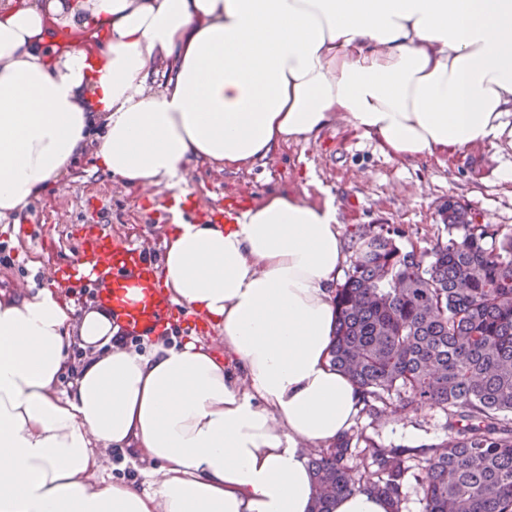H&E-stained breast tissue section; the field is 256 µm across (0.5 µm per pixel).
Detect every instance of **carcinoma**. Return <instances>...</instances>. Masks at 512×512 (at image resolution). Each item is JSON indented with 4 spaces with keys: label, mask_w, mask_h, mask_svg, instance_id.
I'll list each match as a JSON object with an SVG mask.
<instances>
[{
    "label": "carcinoma",
    "mask_w": 512,
    "mask_h": 512,
    "mask_svg": "<svg viewBox=\"0 0 512 512\" xmlns=\"http://www.w3.org/2000/svg\"><path fill=\"white\" fill-rule=\"evenodd\" d=\"M442 216L460 235L424 250L350 230L330 362L372 417L414 406L448 415L444 437L426 449L425 512H512V232L473 223L452 200ZM408 458L363 432L315 450L312 512H334L357 489L401 512Z\"/></svg>",
    "instance_id": "cac0c4a2"
}]
</instances>
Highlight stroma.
<instances>
[{"instance_id":"1","label":"stroma","mask_w":512,"mask_h":512,"mask_svg":"<svg viewBox=\"0 0 512 512\" xmlns=\"http://www.w3.org/2000/svg\"><path fill=\"white\" fill-rule=\"evenodd\" d=\"M50 29L47 48L54 57L95 47L106 37L92 18L82 28L54 22ZM507 164H512V150L488 145L457 152L442 164L431 158L392 159L376 141L340 121L317 143L280 149L266 162L237 171L194 162L185 177L192 195L219 194L228 206H247L274 193L314 204L328 192L342 228L384 226L397 230L398 245L429 249L448 237L442 212L452 199L471 209L478 223L512 230V184L498 178ZM165 191L162 185L144 190L112 177L99 166L94 148H87L27 208L0 222V244L7 245L12 258L11 265L0 264V289L19 283L56 288L77 308L97 307L95 284L84 279L78 287H65L62 269L80 258V244L102 218L110 221L117 239L145 246L152 257L162 255L171 226L148 223L147 215ZM446 422L442 409L426 406L387 419L363 414L355 429L382 446L413 449L409 463L418 473L424 467L421 448L441 440Z\"/></svg>"}]
</instances>
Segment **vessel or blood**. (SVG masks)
I'll use <instances>...</instances> for the list:
<instances>
[{"label":"vessel or blood","instance_id":"vessel-or-blood-1","mask_svg":"<svg viewBox=\"0 0 512 512\" xmlns=\"http://www.w3.org/2000/svg\"><path fill=\"white\" fill-rule=\"evenodd\" d=\"M85 260L100 284L99 302L127 330L151 336L174 324L176 307L161 288L158 268L143 247L114 240L102 229L94 234Z\"/></svg>","mask_w":512,"mask_h":512}]
</instances>
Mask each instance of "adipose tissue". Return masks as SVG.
Here are the masks:
<instances>
[{
  "instance_id": "1",
  "label": "adipose tissue",
  "mask_w": 512,
  "mask_h": 512,
  "mask_svg": "<svg viewBox=\"0 0 512 512\" xmlns=\"http://www.w3.org/2000/svg\"><path fill=\"white\" fill-rule=\"evenodd\" d=\"M89 3L105 40L55 61L47 19L77 28L80 10L0 0V219L91 143L112 176L172 189L189 163L238 170L341 120L397 160L512 147V0ZM344 261L329 202L273 194L229 224H174L161 283L220 328V355L141 351L106 309L0 290V512H311L305 447L361 409L330 363ZM105 448L146 487L105 478Z\"/></svg>"
}]
</instances>
